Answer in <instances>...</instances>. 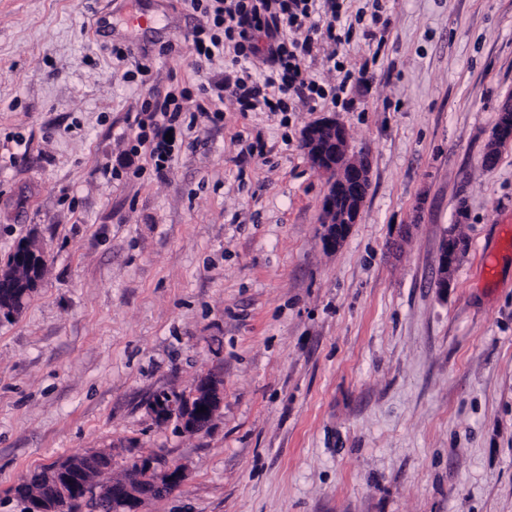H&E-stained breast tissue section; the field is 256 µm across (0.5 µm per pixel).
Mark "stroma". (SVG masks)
I'll list each match as a JSON object with an SVG mask.
<instances>
[{
	"label": "stroma",
	"instance_id": "1",
	"mask_svg": "<svg viewBox=\"0 0 512 512\" xmlns=\"http://www.w3.org/2000/svg\"><path fill=\"white\" fill-rule=\"evenodd\" d=\"M379 4L387 26L342 50L367 73L349 106L269 113L219 102L228 69L196 63L189 0H0V265L31 237L48 259L0 314V512L91 448L186 467L146 512H512V141L483 165L512 99V0ZM177 86L224 120L183 113L158 175L127 117ZM330 115L371 160L335 251L302 146ZM207 373V431L150 413ZM459 258V245L452 248L448 239L444 242L439 255V278L437 288H448V276L456 261Z\"/></svg>",
	"mask_w": 512,
	"mask_h": 512
}]
</instances>
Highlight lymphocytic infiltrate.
<instances>
[{"instance_id":"lymphocytic-infiltrate-1","label":"lymphocytic infiltrate","mask_w":512,"mask_h":512,"mask_svg":"<svg viewBox=\"0 0 512 512\" xmlns=\"http://www.w3.org/2000/svg\"><path fill=\"white\" fill-rule=\"evenodd\" d=\"M213 30L196 27L192 49L199 60L210 61L232 45L224 90L241 112H285L291 101L332 99L348 94L355 77L343 61L333 60L340 82L324 88L312 77L305 61L316 41L346 44L340 0H213ZM189 92L167 93L142 106L130 120L137 147L143 148L156 172H164L173 157L167 133L181 128L182 102Z\"/></svg>"}]
</instances>
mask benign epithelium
<instances>
[{
    "mask_svg": "<svg viewBox=\"0 0 512 512\" xmlns=\"http://www.w3.org/2000/svg\"><path fill=\"white\" fill-rule=\"evenodd\" d=\"M349 135L345 127L333 117L311 125L303 141L311 164L327 180L324 211L327 216L323 243L337 247L346 237L351 225L357 223L369 187L370 163L362 158H348ZM512 139V100L500 110L498 126L492 133V142ZM459 258V247L443 244L439 255V278L436 287L446 288L448 276ZM224 401V383L220 376L210 374L198 381V387L188 393L160 392L149 404V410L160 422H176L186 433L203 431ZM206 411H200V407ZM107 455L105 450H89L74 456L67 464L45 471L46 485L65 502H80L87 498L96 501L112 500L119 512H142L150 501L168 496L181 486L186 478L180 465L159 468L148 456L136 458L123 477L90 486L86 478L92 460ZM29 512H54L52 499L35 490L28 498Z\"/></svg>",
    "mask_w": 512,
    "mask_h": 512,
    "instance_id": "obj_1",
    "label": "benign epithelium"
}]
</instances>
